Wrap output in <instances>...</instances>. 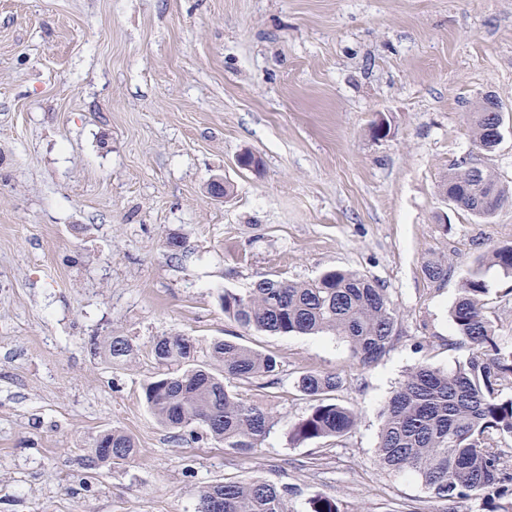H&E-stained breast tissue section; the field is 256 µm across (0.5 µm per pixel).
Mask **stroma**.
Instances as JSON below:
<instances>
[{"label": "stroma", "mask_w": 512, "mask_h": 512, "mask_svg": "<svg viewBox=\"0 0 512 512\" xmlns=\"http://www.w3.org/2000/svg\"><path fill=\"white\" fill-rule=\"evenodd\" d=\"M488 93L504 131L482 156L469 112ZM474 156L512 189V0H0V512H196L199 487L246 477L290 487L287 512H481L376 463L407 373L470 355L449 318L463 270L512 243V202L479 219L441 194ZM438 258L443 280L424 273ZM330 269L387 290L397 332L371 366L337 337L224 315V291ZM488 280L511 345L512 277ZM170 334L202 362L224 338L279 355L276 384H230L274 411L253 455L156 421L143 386ZM108 336L132 355L106 361ZM307 370L342 378L359 414L342 440H290ZM110 428L137 456L88 469Z\"/></svg>", "instance_id": "1"}]
</instances>
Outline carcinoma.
Segmentation results:
<instances>
[{"label": "carcinoma", "instance_id": "carcinoma-1", "mask_svg": "<svg viewBox=\"0 0 512 512\" xmlns=\"http://www.w3.org/2000/svg\"><path fill=\"white\" fill-rule=\"evenodd\" d=\"M470 121L474 142L492 146L497 116L472 112ZM445 182L458 208L477 218L490 217L512 200L497 176L476 163H462ZM493 267L512 276V243L478 258L462 275L450 320L456 335L471 346V356L449 372L418 365L406 375L383 407L376 455L382 468L419 477L435 499L474 496L484 512H507L512 469L504 464L499 443L512 439V395L502 392L503 382L512 378V345L498 342L483 310L486 276ZM221 306L227 319L245 329L336 336L364 366L384 356L396 334L386 288L349 270H328L311 282L263 278L245 294L224 291ZM104 352L117 361L133 348L125 337L111 336ZM152 353L156 362L173 368L143 387L146 405L161 425H202L215 441L242 456L259 447L270 429L272 408L247 402L227 382L275 377L276 354L225 339L213 343L210 362L201 364L195 342L182 335L157 338ZM342 385L334 372L308 370L298 377V390L314 404L290 432L292 439L338 440L356 427L357 412L337 402ZM101 439L112 441L116 464L137 454L134 439L121 430L107 429ZM101 439L89 444L91 468L100 465ZM288 493L286 485L250 477L203 486L198 500L208 512H285Z\"/></svg>", "mask_w": 512, "mask_h": 512}]
</instances>
